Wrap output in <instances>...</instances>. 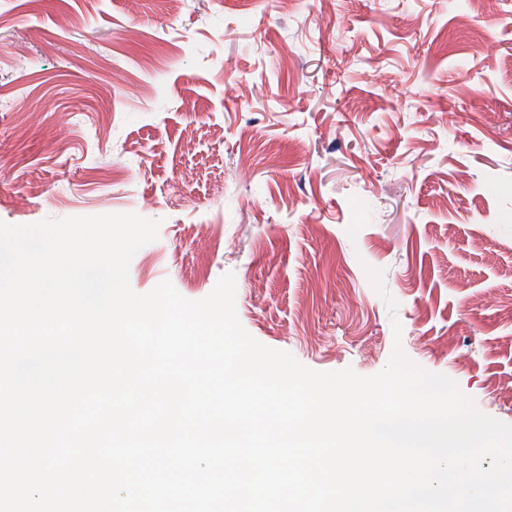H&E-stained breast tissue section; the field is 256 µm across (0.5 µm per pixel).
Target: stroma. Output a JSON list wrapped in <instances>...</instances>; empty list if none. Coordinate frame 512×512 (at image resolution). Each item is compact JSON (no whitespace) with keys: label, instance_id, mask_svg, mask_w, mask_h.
<instances>
[{"label":"stroma","instance_id":"35a3bbf8","mask_svg":"<svg viewBox=\"0 0 512 512\" xmlns=\"http://www.w3.org/2000/svg\"><path fill=\"white\" fill-rule=\"evenodd\" d=\"M112 213L136 293L512 424V0H0V221Z\"/></svg>","mask_w":512,"mask_h":512}]
</instances>
